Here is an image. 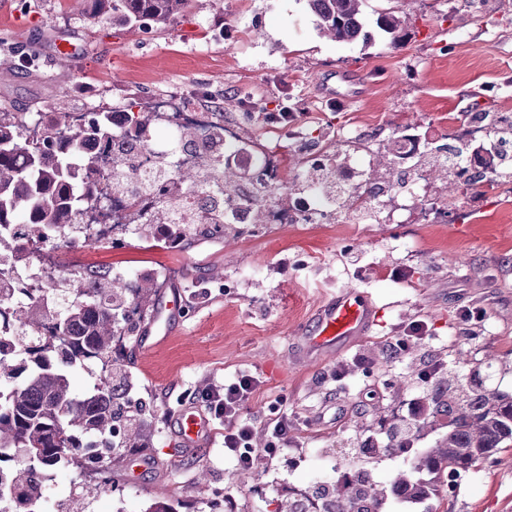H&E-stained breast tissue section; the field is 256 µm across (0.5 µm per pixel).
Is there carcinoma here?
I'll use <instances>...</instances> for the list:
<instances>
[{"label":"carcinoma","mask_w":512,"mask_h":512,"mask_svg":"<svg viewBox=\"0 0 512 512\" xmlns=\"http://www.w3.org/2000/svg\"><path fill=\"white\" fill-rule=\"evenodd\" d=\"M193 0H89L87 12L93 17L112 15L122 24H137L150 20L160 27H169L189 10ZM365 0H307L310 11L317 17L321 34L336 42L352 43L370 40L364 31L362 6ZM376 25L389 44L398 47L402 20L393 11H383ZM133 128L141 131L159 124L162 115L154 105L143 106L132 100L124 107ZM478 126L471 133L483 132L482 142L494 143V151L485 155L481 169L469 174L466 187L473 194L492 189L506 175L503 168L512 165V117L474 108ZM17 123L5 105L0 107V257L7 253H24L17 242L7 236L6 225L16 223L25 215L29 234L41 240H52L51 230L57 224H76L80 208L92 199L93 192L109 176L112 188H132L139 193L158 196L149 223L138 225L137 238L151 244L156 234L164 230L173 242L184 240L181 231L208 224L223 225L224 232L234 231V225L224 223V208L242 198L262 197L266 189L249 184L238 169L224 166L215 169L212 154L224 149V132L211 131L208 141L199 149L198 161L191 167H172L169 160L156 161L151 177L137 178L133 160L121 154L112 156V174L105 172L94 155L85 158L81 174L88 187L86 198L71 201L70 171L62 158L63 151L76 150L90 141L112 140V124L105 118L93 120L69 130L50 128L43 137L23 145L17 140ZM306 144L320 145V152L308 158L292 154L291 163L284 166L288 195L302 192L307 185H319L336 204V212L346 213L348 201L359 196L342 182L337 152L324 134L317 136L305 131ZM456 145H441L437 153L426 157L423 166L450 185L461 172L455 159L476 153L475 140L457 138ZM27 153L21 166L17 151ZM388 162L384 170L369 169L368 179L388 191H397L406 184L404 172L394 149L385 150ZM221 176L224 192L212 201L203 215L185 212L175 204L184 194L202 188L208 178ZM67 286L73 299L57 311L49 303L32 301L23 306L5 308L0 305V383L9 385L8 398L0 396V448L10 449L0 454V469L12 472L11 491L0 489V502L9 498L10 506L0 512H39L43 484L37 470L60 465H78L75 436L83 433L101 438L112 437L113 430L122 426L120 438L127 448H140L147 437L143 425L126 424L118 407L115 379L124 370V347L121 337L131 336L137 325H125L117 312L130 306L146 315L149 312L155 284L139 278L128 284L112 282L108 271L89 276L81 271L59 280H48L43 291L49 295ZM92 294L98 303L84 305V296ZM54 322L55 335L39 332ZM96 363L109 369L104 375L103 389L86 397L71 390L69 369ZM432 395L425 407V417L409 429L403 419L384 416L391 440L383 448L394 455L408 447L405 440L420 433L428 425L442 421L448 427L432 448L424 449L409 466L397 471L387 486L372 480L370 472L359 471L351 476L339 473L326 487L312 493L316 503H307V494L290 496L281 502L277 512H381L384 503L395 494L413 500L427 499L439 488L451 486L462 473L492 454L512 447V396L493 392L474 373L466 383L449 370L431 375Z\"/></svg>","instance_id":"cac0c4a2"}]
</instances>
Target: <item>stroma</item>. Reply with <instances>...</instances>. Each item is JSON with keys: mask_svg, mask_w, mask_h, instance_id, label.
<instances>
[{"mask_svg": "<svg viewBox=\"0 0 512 512\" xmlns=\"http://www.w3.org/2000/svg\"><path fill=\"white\" fill-rule=\"evenodd\" d=\"M388 7L404 20L396 48L375 25ZM0 13L8 18L0 56L17 64L0 74V103L15 112L82 111L90 96L116 106L130 92L147 102L173 85L201 86L209 95L194 98L197 107L247 94L272 110L305 113L308 129L325 128L340 144L354 129L387 136L426 127L452 137L454 116L475 103L512 115V0H366L372 38L350 44L322 36L307 0H194L168 28L93 19L82 0H0ZM63 37L78 49L67 70L56 57ZM342 71L351 82L340 96L326 95L325 82ZM225 115L279 159L295 146L261 115L237 107ZM454 203L455 214L416 210L402 224L339 217L250 241L194 236L146 248L126 239L90 252L105 269L153 279L156 300L176 292L195 312L180 315L149 351L140 336L125 339V379L146 408L149 441L136 454L145 467L131 471L136 455L122 453L114 474L121 488L113 492L96 489L90 469L58 467L51 512L84 489L85 512H147L159 500L202 512L216 489L226 492L230 512H276L289 491L315 488L325 467L359 465L375 482H390L400 464L382 452L387 433L374 409L404 417L427 400L423 364L441 360L463 381L480 370L488 389L512 395V181L481 201L460 193ZM347 288L375 301L370 332L334 354L305 356L297 331L327 296ZM468 310L474 317L461 362L450 342ZM414 321L425 323L427 337L413 360L371 359L372 346L390 345ZM243 369L265 380L250 415L261 425L276 411L293 415L305 453L298 463L256 450L261 463L245 483L224 456L221 426L199 448L181 447L175 433L187 395ZM470 474L455 495L431 498L417 512H512V448Z\"/></svg>", "mask_w": 512, "mask_h": 512, "instance_id": "stroma-1", "label": "stroma"}]
</instances>
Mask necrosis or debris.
<instances>
[{
  "label": "necrosis or debris",
  "mask_w": 512,
  "mask_h": 512,
  "mask_svg": "<svg viewBox=\"0 0 512 512\" xmlns=\"http://www.w3.org/2000/svg\"><path fill=\"white\" fill-rule=\"evenodd\" d=\"M186 98L185 91L177 87L158 96L156 103L164 112L165 119L139 137L130 133L122 113H113L114 136L110 147L100 151L103 163L111 164L112 151L119 147L127 150L141 171L150 169L162 156L169 158L173 164L186 167L195 163L196 155L192 145L179 141L180 131L194 129L198 138L202 139L208 136L212 126L220 125L224 128L225 141L236 146L235 151L228 157L229 162L246 175L260 179L268 191L262 200L266 216L264 223H252L251 213L246 206L235 205L230 208L229 219L231 223L238 225L242 239L255 238L265 230L282 224L320 223L328 219L330 206L326 203L321 189L317 187L310 188L291 207H283L277 194L284 186L285 179L274 156L269 153L259 156L240 148V130L237 126L225 124L223 113L191 109ZM394 146L408 174L407 188L398 193L400 201L397 208L404 211L416 203L428 202L429 195L421 169L416 164L419 143L400 134L395 136ZM95 195L94 205L83 211L78 223L63 225L62 243L59 246H49L37 238H23V225H12L11 234L14 240L23 241L25 244L26 258L10 263L8 267L6 301L14 305L31 302L37 297L42 284L56 277L59 267L73 266L78 255L86 249L130 237V215L146 213L154 207L153 196L116 193L107 181L102 182Z\"/></svg>",
  "instance_id": "4bbe7bcc"
}]
</instances>
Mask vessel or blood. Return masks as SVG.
I'll list each match as a JSON object with an SVG mask.
<instances>
[{"label": "vessel or blood", "mask_w": 512, "mask_h": 512, "mask_svg": "<svg viewBox=\"0 0 512 512\" xmlns=\"http://www.w3.org/2000/svg\"><path fill=\"white\" fill-rule=\"evenodd\" d=\"M181 310L179 294L155 309L148 331L142 340L144 348L159 344L168 335L171 322ZM374 306L369 293L354 289L341 290L328 298L316 317L301 334L313 351L330 354L337 348L367 335L373 325ZM178 435L184 447L201 446L210 436L211 428L205 413L197 407H183L177 417Z\"/></svg>", "instance_id": "vessel-or-blood-1"}]
</instances>
